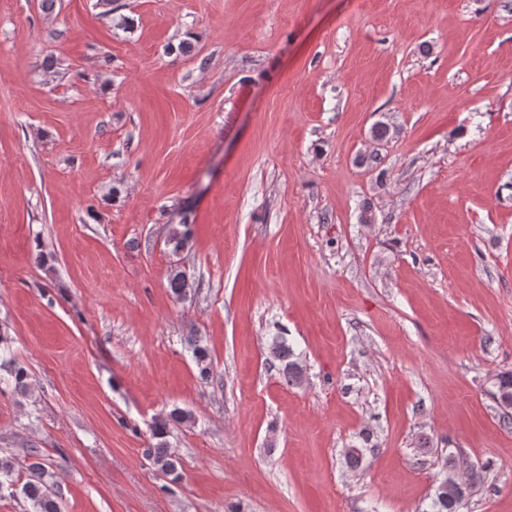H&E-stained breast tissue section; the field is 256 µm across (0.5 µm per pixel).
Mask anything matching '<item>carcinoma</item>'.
<instances>
[{
	"label": "carcinoma",
	"mask_w": 512,
	"mask_h": 512,
	"mask_svg": "<svg viewBox=\"0 0 512 512\" xmlns=\"http://www.w3.org/2000/svg\"><path fill=\"white\" fill-rule=\"evenodd\" d=\"M192 229L190 225L172 228L166 244L170 251L178 255L190 249ZM168 288L177 298H187L193 290V282L186 280L179 268L171 269L168 276ZM186 344L192 352V357L198 369L200 379L207 380L212 376L213 365L208 349L196 336L186 338ZM269 355L282 378L290 385L299 386L303 382L304 371L300 363V355L286 339L275 336L269 344ZM28 373L11 349L8 338L0 334V384L11 386L16 390H28ZM494 401L501 409L503 426L512 425V372H503L496 376ZM193 414L185 409L174 408L165 417L157 419L151 426V437L156 439L146 453L154 465L165 475L176 472L179 461L169 446V425L190 424ZM23 469L26 472L25 481L15 478V462L8 458H0V495L10 496L20 494L32 505L33 512H62L59 494L56 490L55 473L42 461H33ZM474 481H469L465 494L458 501H453L450 492L436 485L429 498L427 508L423 512H461L470 496V488Z\"/></svg>",
	"instance_id": "1"
}]
</instances>
